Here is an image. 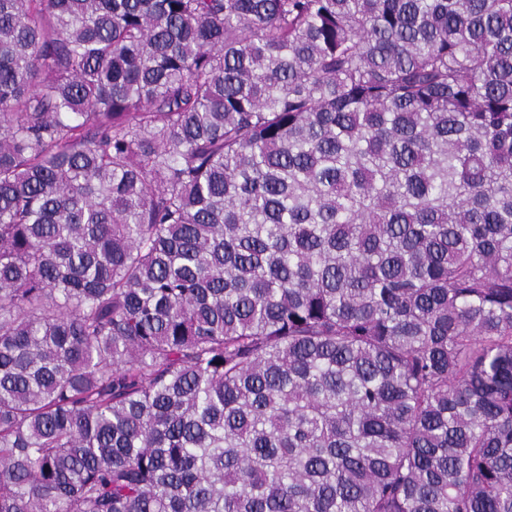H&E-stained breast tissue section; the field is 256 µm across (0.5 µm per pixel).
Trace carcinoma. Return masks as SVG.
I'll use <instances>...</instances> for the list:
<instances>
[{
    "instance_id": "obj_1",
    "label": "carcinoma",
    "mask_w": 512,
    "mask_h": 512,
    "mask_svg": "<svg viewBox=\"0 0 512 512\" xmlns=\"http://www.w3.org/2000/svg\"><path fill=\"white\" fill-rule=\"evenodd\" d=\"M0 512H512V0H0Z\"/></svg>"
}]
</instances>
